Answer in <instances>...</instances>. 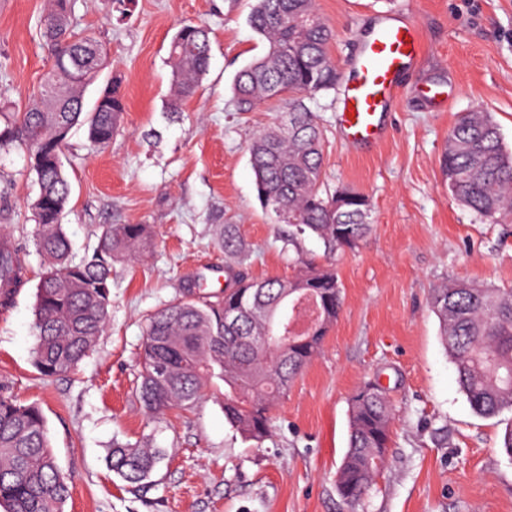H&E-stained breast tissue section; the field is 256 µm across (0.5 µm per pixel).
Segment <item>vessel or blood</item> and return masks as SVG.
Instances as JSON below:
<instances>
[{
  "label": "vessel or blood",
  "instance_id": "obj_1",
  "mask_svg": "<svg viewBox=\"0 0 512 512\" xmlns=\"http://www.w3.org/2000/svg\"><path fill=\"white\" fill-rule=\"evenodd\" d=\"M423 52L418 29L390 14L351 62L354 73L342 93L340 134L354 144L383 135L382 116L401 89L400 77Z\"/></svg>",
  "mask_w": 512,
  "mask_h": 512
}]
</instances>
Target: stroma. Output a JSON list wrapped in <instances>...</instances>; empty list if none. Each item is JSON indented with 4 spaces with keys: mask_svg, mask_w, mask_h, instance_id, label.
<instances>
[{
    "mask_svg": "<svg viewBox=\"0 0 512 512\" xmlns=\"http://www.w3.org/2000/svg\"><path fill=\"white\" fill-rule=\"evenodd\" d=\"M256 0H71L75 32L92 33L109 61L84 93L92 109L120 79L126 112L109 146L93 149L74 128L63 151L71 186L62 216L74 255H92L103 226L150 225L154 246L112 265L109 320L90 355L68 374L31 364L36 287L45 267L31 202L34 176L20 149L0 151V239L18 248L24 285L0 308V387L38 404L61 468L70 475L65 512H512V456L501 446L512 414L483 418L460 391L428 306L431 288L469 279L512 287V224H495L448 191L441 159L463 113H491L512 149V0H316L334 32L340 78L381 11L420 30L425 52L404 74L375 146L339 133L336 92L309 106L324 132V183L372 203L370 233L332 260L343 305L324 346L271 408V434L244 441L224 419L223 388L190 409L149 421L134 391L149 316L199 278L217 291L233 258L219 243L238 225L256 280L288 278L298 255L324 260L305 238L285 249L260 205L247 141L281 106L237 111L233 81L267 45L250 26ZM47 0H0V113L24 107L51 64L40 36ZM205 23L210 65L181 111L168 109L169 46L182 24ZM379 379L393 401L387 462L357 509L336 492L347 450L349 398ZM164 449L149 486L136 490L109 470L113 443Z\"/></svg>",
    "mask_w": 512,
    "mask_h": 512,
    "instance_id": "35a3bbf8",
    "label": "stroma"
}]
</instances>
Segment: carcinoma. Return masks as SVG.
I'll use <instances>...</instances> for the list:
<instances>
[{"instance_id": "1", "label": "carcinoma", "mask_w": 512, "mask_h": 512, "mask_svg": "<svg viewBox=\"0 0 512 512\" xmlns=\"http://www.w3.org/2000/svg\"><path fill=\"white\" fill-rule=\"evenodd\" d=\"M70 15L71 0H49L43 35L53 64L39 100L21 112L0 114V150L21 149L38 186L32 201L39 226L36 247L47 266L36 290L32 354L44 377L73 371L103 333L112 259L134 258L153 245L148 225L111 224L103 228L93 256L74 262L61 224L70 194L63 168L35 164L63 128L84 125L90 142L104 147L122 125L124 105L115 83L112 108L83 111V90L97 78L107 53L93 35L72 30ZM249 22L268 50L237 74L235 105L240 112H253L271 100L283 104L280 119L247 143L258 200L270 214L288 215L277 219L288 225L286 247L296 250L302 238L315 235L330 254L355 249L373 223L369 198L342 188L338 207V193L324 188V134L306 103L336 89L338 73L329 52L333 32L316 0H256ZM210 51L205 24L188 23L177 31L169 48L170 111H179L197 93ZM442 168L455 199L495 223L512 224V151L489 113L474 110L458 119L448 132ZM222 244L239 269L227 268L228 283L221 291L203 296L189 291L150 316L135 396L157 419L172 408L193 406L207 383L220 380L227 423L244 440L260 445L270 434L274 402L321 351L339 315L343 288L334 268L300 254L299 269L288 279H249L241 267L250 262L251 250L238 225H224ZM20 278L16 249L1 240V306L12 302ZM303 289L319 298V325L302 340L271 337L287 298ZM429 305L472 410L483 418L512 412V289L452 280L431 289ZM393 419L392 401L380 384L369 380L352 394L347 451L336 472L337 492L347 504L358 505L376 485L387 461ZM160 455L138 443L116 442L107 462L129 485L144 488ZM69 493L42 410L0 389V512H64Z\"/></svg>"}]
</instances>
